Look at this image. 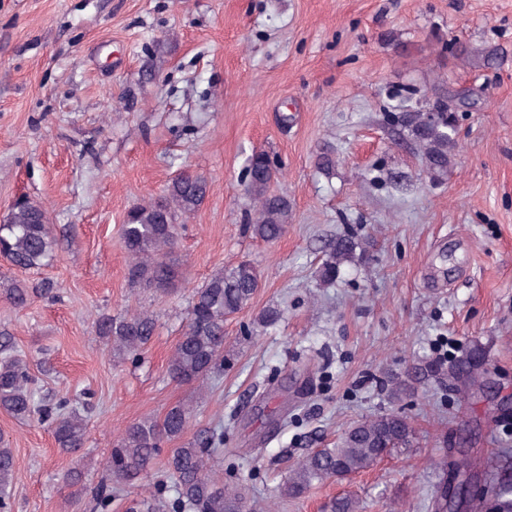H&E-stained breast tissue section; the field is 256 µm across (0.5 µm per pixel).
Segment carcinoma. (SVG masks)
Masks as SVG:
<instances>
[{
	"mask_svg": "<svg viewBox=\"0 0 512 512\" xmlns=\"http://www.w3.org/2000/svg\"><path fill=\"white\" fill-rule=\"evenodd\" d=\"M448 104L441 103L432 114L417 112L407 120L429 169H448L450 148L456 144V129L447 115ZM271 159L263 151L247 160L246 187L258 203L257 214L248 229L255 238H279L291 219L288 198L271 192L275 175ZM209 194L208 182L201 176L182 172L166 187L162 198L131 209L122 225L121 245L132 260L129 280L159 288L175 283L178 269L171 257L178 219L199 209ZM357 243L349 236L338 237L324 251L319 276L326 284L336 282L342 266L354 257ZM56 242L50 231L46 210L23 199L11 206L0 221V257L18 269L35 270L55 258ZM259 273L246 261L232 263L212 275L193 292L189 317L169 363L171 378L184 384H204L224 362V322L245 309L259 288ZM40 290L48 293L50 287ZM15 281L6 297L17 309L26 307L39 290ZM99 336L119 352L135 354L145 348L155 334L156 323L148 312L101 315L96 320ZM429 377L448 378V384L463 394L491 393L496 388L495 373L486 362L482 348L474 346L448 367L430 363L418 368ZM34 380L28 362L15 351L12 336L0 332V409L14 418L50 422L57 447L78 453L85 442L86 424L75 410L60 403L43 408L35 400ZM192 411L185 405L171 407L163 420L150 417L127 424L110 450L106 469L112 485L102 484L95 493L94 508L104 510L112 501V486L130 485L146 477L167 440L180 437L187 429ZM414 429L406 418L383 413L354 424L333 448H318L290 471L281 488L286 498H299L313 483L333 477H346L374 464L393 448L413 443ZM214 441L178 448L167 459V469L175 480L173 512H249L241 486L226 484L212 473L205 454ZM508 456L501 449L485 458L463 454L453 463V479L458 481L450 497L442 494L435 501V512H512V475L496 473L492 461ZM13 451L0 445V512L9 508L8 487L14 480Z\"/></svg>",
	"mask_w": 512,
	"mask_h": 512,
	"instance_id": "obj_1",
	"label": "carcinoma"
}]
</instances>
